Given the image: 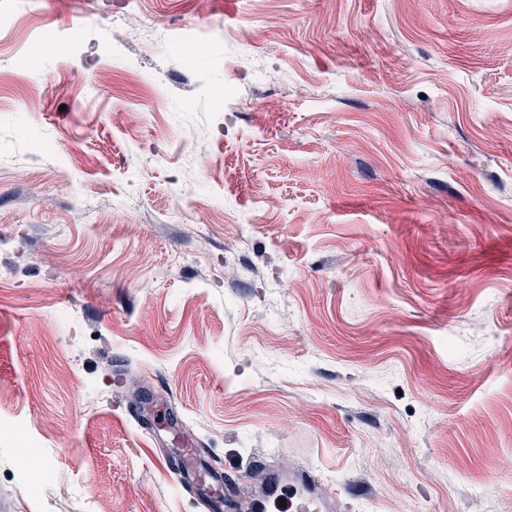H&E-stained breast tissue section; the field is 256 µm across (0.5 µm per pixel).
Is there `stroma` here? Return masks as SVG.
Here are the masks:
<instances>
[{
  "label": "stroma",
  "instance_id": "35a3bbf8",
  "mask_svg": "<svg viewBox=\"0 0 512 512\" xmlns=\"http://www.w3.org/2000/svg\"><path fill=\"white\" fill-rule=\"evenodd\" d=\"M0 11V512H203L194 448L240 500L512 512V0H142L189 62ZM15 316L1 308L0 311V381L12 380L15 350L8 338L16 325ZM253 497L241 503L238 510L267 512L271 502H278L288 489V511L329 512L334 498L324 494V488L306 471L271 473Z\"/></svg>",
  "mask_w": 512,
  "mask_h": 512
}]
</instances>
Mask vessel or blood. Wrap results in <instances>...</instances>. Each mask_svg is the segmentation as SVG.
<instances>
[{"instance_id":"b4317fda","label":"vessel or blood","mask_w":512,"mask_h":512,"mask_svg":"<svg viewBox=\"0 0 512 512\" xmlns=\"http://www.w3.org/2000/svg\"><path fill=\"white\" fill-rule=\"evenodd\" d=\"M16 324L15 316L0 311V381L11 380L15 350L9 335ZM196 500L208 512H222L224 484L210 471H199L192 486ZM287 498L289 512H332L334 500L325 495L322 485L308 472L291 471L271 473L253 497L241 503L242 512H268L269 505L279 498Z\"/></svg>"}]
</instances>
